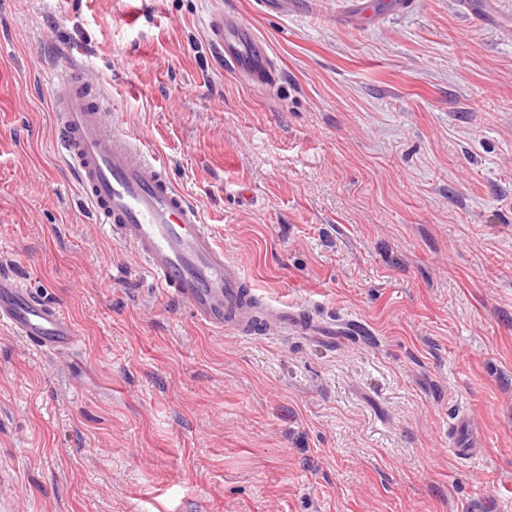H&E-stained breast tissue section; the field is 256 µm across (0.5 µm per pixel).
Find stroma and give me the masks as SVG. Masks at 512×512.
Listing matches in <instances>:
<instances>
[{
    "mask_svg": "<svg viewBox=\"0 0 512 512\" xmlns=\"http://www.w3.org/2000/svg\"><path fill=\"white\" fill-rule=\"evenodd\" d=\"M0 0V272L74 351L0 329V512H512V0ZM72 54L267 299L355 333L199 325L54 148ZM467 413L482 452L448 447ZM206 28L211 48L224 58L228 70L256 86L274 80L269 47L248 24L222 8L212 7Z\"/></svg>",
    "mask_w": 512,
    "mask_h": 512,
    "instance_id": "1",
    "label": "stroma"
}]
</instances>
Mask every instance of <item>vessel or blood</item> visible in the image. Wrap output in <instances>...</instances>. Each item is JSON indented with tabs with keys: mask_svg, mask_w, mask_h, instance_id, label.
<instances>
[{
	"mask_svg": "<svg viewBox=\"0 0 512 512\" xmlns=\"http://www.w3.org/2000/svg\"><path fill=\"white\" fill-rule=\"evenodd\" d=\"M206 28L228 70L256 86L273 81L269 47L248 24L214 7ZM51 78L57 89L52 109L58 151L77 180L79 195L107 235L132 250L139 273L154 287L186 304L198 323L214 331L255 337L273 323L329 341L345 335V328L317 325L313 315L273 305L250 288L243 268L225 256L166 163L119 131L103 92L86 80L78 64L53 70ZM0 328L43 351H64L77 343L76 328L57 303L6 275H0ZM448 439L458 459L477 457L478 432L468 415L456 419Z\"/></svg>",
	"mask_w": 512,
	"mask_h": 512,
	"instance_id": "1",
	"label": "vessel or blood"
}]
</instances>
